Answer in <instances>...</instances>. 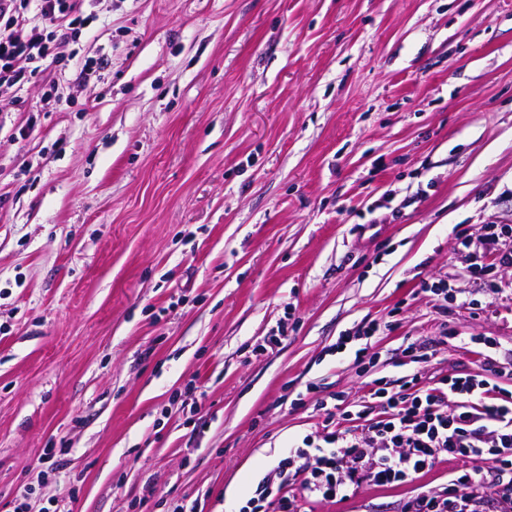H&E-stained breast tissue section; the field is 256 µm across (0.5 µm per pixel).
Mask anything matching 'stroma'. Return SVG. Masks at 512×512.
<instances>
[{
    "mask_svg": "<svg viewBox=\"0 0 512 512\" xmlns=\"http://www.w3.org/2000/svg\"><path fill=\"white\" fill-rule=\"evenodd\" d=\"M83 11L0 96V512L26 486L31 512H240L377 379L512 392V267L480 284L456 240L512 226V0ZM471 467L312 510L403 512ZM108 65V59L104 56L86 61L81 67L74 69L70 76V82L77 85L88 84L92 77H100L101 72Z\"/></svg>",
    "mask_w": 512,
    "mask_h": 512,
    "instance_id": "1",
    "label": "stroma"
}]
</instances>
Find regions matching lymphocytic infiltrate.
<instances>
[{
  "label": "lymphocytic infiltrate",
  "mask_w": 512,
  "mask_h": 512,
  "mask_svg": "<svg viewBox=\"0 0 512 512\" xmlns=\"http://www.w3.org/2000/svg\"><path fill=\"white\" fill-rule=\"evenodd\" d=\"M84 0H0V89L21 87L27 64L56 63L55 49L87 26ZM369 399L378 413L358 410L360 425L306 435L299 447L260 481L249 512H307L314 501L354 496L362 485L410 483L444 459L475 462L471 474L453 479L454 493L423 492L404 512H512V393H493L488 380L462 372L433 388L394 389L376 380ZM303 469L291 473L295 459ZM505 475L486 498L485 467Z\"/></svg>",
  "instance_id": "f902f5d3"
}]
</instances>
